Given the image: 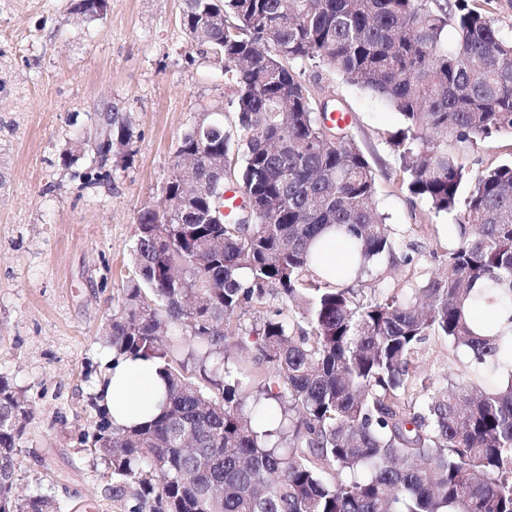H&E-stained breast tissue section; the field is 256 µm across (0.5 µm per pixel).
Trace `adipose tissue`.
<instances>
[{"label": "adipose tissue", "mask_w": 512, "mask_h": 512, "mask_svg": "<svg viewBox=\"0 0 512 512\" xmlns=\"http://www.w3.org/2000/svg\"><path fill=\"white\" fill-rule=\"evenodd\" d=\"M114 425L132 426L158 414L165 401V385L156 362L117 356L98 387Z\"/></svg>", "instance_id": "1"}]
</instances>
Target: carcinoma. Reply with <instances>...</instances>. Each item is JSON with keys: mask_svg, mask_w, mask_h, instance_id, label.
<instances>
[{"mask_svg": "<svg viewBox=\"0 0 512 512\" xmlns=\"http://www.w3.org/2000/svg\"><path fill=\"white\" fill-rule=\"evenodd\" d=\"M214 6L185 0L183 26L234 88L253 218H207L224 206L211 188L231 175L212 163L231 151L224 123L185 134L164 204L138 214L133 275L105 329L116 354L160 364L166 400L132 427L101 418L93 454L111 470L106 491L132 492L130 512H512V376L439 381L413 362L431 336L478 369L512 358V163L482 173L462 200L466 174L447 149L450 136L512 134V38L467 0H224L236 34L208 24ZM106 9L75 5L89 19ZM295 60L341 72L401 115L397 157L412 194L436 213L465 203L444 266L406 292L358 287L376 263L398 265L397 242L368 160L344 136L326 141ZM110 126L124 164L132 126L116 116ZM84 153L94 184L108 158L89 140ZM183 168L199 186L186 205ZM328 231L344 249L334 263L320 250ZM480 305L506 309L509 331L477 329ZM232 345L271 367L250 393ZM32 417L0 376V512H59L49 496L17 492Z\"/></svg>", "mask_w": 512, "mask_h": 512, "instance_id": "carcinoma-1", "label": "carcinoma"}]
</instances>
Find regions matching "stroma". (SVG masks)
<instances>
[{
    "instance_id": "35a3bbf8",
    "label": "stroma",
    "mask_w": 512,
    "mask_h": 512,
    "mask_svg": "<svg viewBox=\"0 0 512 512\" xmlns=\"http://www.w3.org/2000/svg\"><path fill=\"white\" fill-rule=\"evenodd\" d=\"M75 3L0 0V375L34 408L20 493L51 495L61 512H129L132 499L108 494L107 466L91 451L112 355L102 330L131 269L138 214L161 206L181 136L204 115L234 130V96L223 63L187 34L183 0H108L91 20ZM292 67L313 109L328 102L349 113L346 133L372 166L378 209L399 255L412 259L377 263L365 287L428 277L456 246L458 226L409 191L392 146L400 114L337 71ZM104 112L131 123L136 153L88 187L80 149ZM448 153L473 178L512 161V136L452 138ZM466 359L433 337L419 365L438 379Z\"/></svg>"
}]
</instances>
